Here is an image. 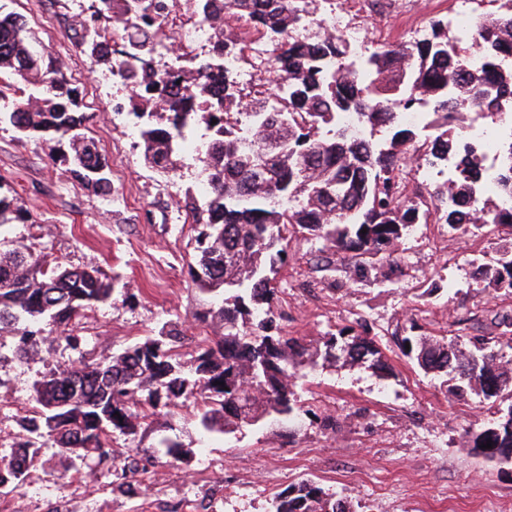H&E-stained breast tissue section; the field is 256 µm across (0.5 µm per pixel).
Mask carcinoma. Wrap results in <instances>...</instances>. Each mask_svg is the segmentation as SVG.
<instances>
[{
	"label": "carcinoma",
	"mask_w": 512,
	"mask_h": 512,
	"mask_svg": "<svg viewBox=\"0 0 512 512\" xmlns=\"http://www.w3.org/2000/svg\"><path fill=\"white\" fill-rule=\"evenodd\" d=\"M321 2L224 0V12L267 35L273 46L269 70L287 88L284 94L265 89L245 108L241 88L224 68V57L238 53L242 38L233 28L193 71L169 70L156 79L148 71L160 56L155 40L122 35L120 48L104 49L101 24L113 25L116 16L123 27L152 25L159 34L177 5L201 21H221L216 0H96L80 23L91 58L107 62L122 84L137 86L132 115L140 120L146 163L162 173L175 171L183 140L206 126L199 162L209 192L204 206L191 207L197 235L189 276L217 304L201 319L219 320L224 332L197 345L185 361V337L168 320L120 353L50 370L17 418L24 454L0 455V496L22 486L47 445L62 476L92 458L112 483L144 484L156 455L185 465L194 455L168 438L153 448L139 447L140 430L158 411L190 402L206 435H228L271 418L288 420L297 410L295 387L320 359L350 366L368 362L388 377L391 367L374 340L350 328L311 341L277 327L275 275L291 247L286 231L322 241L318 260L324 270H336L333 256L346 252L358 272L394 259L411 224L512 231V136L500 134L498 112L501 96L512 97V64L505 60L512 52V0L479 26L470 43L437 20L426 39L386 42L363 53L317 21ZM14 18L0 12V124L40 137L52 151L53 144L68 143L67 171L111 193L105 156L80 133L89 116L76 91L50 54L34 51L35 33L13 26ZM474 53L483 56V68L469 66ZM179 81L183 92L175 93ZM466 106L490 119L487 133L502 135L498 200L480 195L487 174L483 160L459 149V115ZM409 110L433 120L421 128L408 124L403 113ZM349 114L357 134L345 124ZM254 137L276 145L261 162L244 146ZM413 142L432 166L454 160L453 176L423 201L411 197L395 173ZM26 213L23 205L0 196V228L24 220ZM493 266L495 286L511 293L512 250L498 254ZM114 292L96 270L68 269L45 253L0 252V329H17L12 353L20 362L44 342L45 322L67 345L78 347L76 321ZM507 335L474 343L465 358L455 339L401 338L406 358L426 373L448 377V392L471 391L494 403L510 400L497 421L465 433L475 454L499 465L512 459V362L498 349ZM117 434L128 440L123 452L111 442ZM487 442L492 448H481ZM270 512L353 510L347 500L305 479L276 494Z\"/></svg>",
	"instance_id": "carcinoma-1"
}]
</instances>
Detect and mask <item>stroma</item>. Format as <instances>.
I'll return each mask as SVG.
<instances>
[{
	"mask_svg": "<svg viewBox=\"0 0 512 512\" xmlns=\"http://www.w3.org/2000/svg\"><path fill=\"white\" fill-rule=\"evenodd\" d=\"M335 2L337 12L361 26L366 48L399 38L401 20L448 14L444 2L428 8L425 0H386L378 17L363 2ZM93 3L0 0L26 19L73 78L81 109L92 116L84 133L106 157L112 181L111 195L98 193L52 161L47 144L1 125L0 193L23 203L29 217L8 226L0 250L44 252L63 266L95 269L114 280L113 300L86 311L78 325L91 358L120 352L174 317L188 338L182 352L189 357L201 325L195 315L213 300L188 276L195 232L187 195L195 190L198 164L183 157L166 178L145 163L133 117L112 109L125 86L81 45L76 18L90 15ZM317 248L314 241L294 242L280 266L278 325L308 339L357 328L377 342L394 370L391 378L380 379L365 365H320L296 388L298 423L246 426L214 437L204 449L192 405L161 413L139 434L141 446L172 438L195 449L191 465L158 456L152 481L125 493L105 476L59 478L49 462L32 471L23 489L0 496V512H197L204 497L210 512H269L275 494L305 478L348 499L356 512H512V465L486 461L464 438L495 420L494 407L474 394L448 393L442 377L424 373L398 343L414 321L425 334L458 337L465 353L473 351L475 338L498 335L488 314L512 313V295L495 288L483 266L512 248V237L416 224L400 253L415 257L413 269L379 262L370 281L346 288L316 269ZM45 337L24 363L13 359L11 346L0 347V450L19 446L15 407L31 396L35 382L58 365L79 363L54 332ZM328 417L335 429L324 428Z\"/></svg>",
	"mask_w": 512,
	"mask_h": 512,
	"instance_id": "obj_1",
	"label": "stroma"
}]
</instances>
